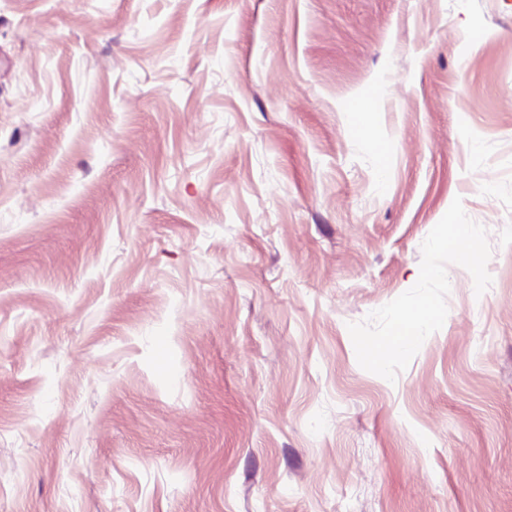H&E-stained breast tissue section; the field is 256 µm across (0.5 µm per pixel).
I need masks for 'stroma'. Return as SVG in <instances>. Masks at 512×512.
Returning a JSON list of instances; mask_svg holds the SVG:
<instances>
[{"label": "stroma", "mask_w": 512, "mask_h": 512, "mask_svg": "<svg viewBox=\"0 0 512 512\" xmlns=\"http://www.w3.org/2000/svg\"><path fill=\"white\" fill-rule=\"evenodd\" d=\"M0 512H512V0H0Z\"/></svg>", "instance_id": "obj_1"}]
</instances>
